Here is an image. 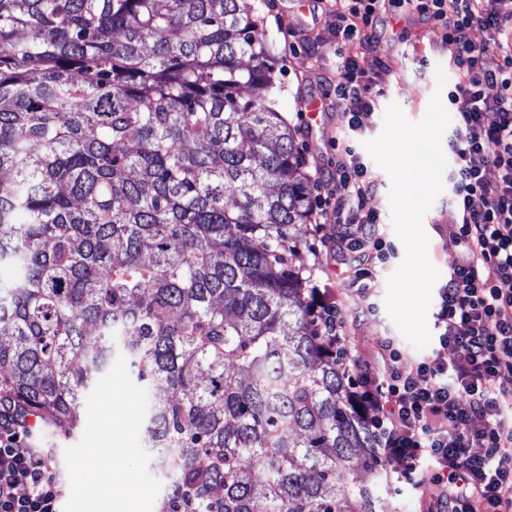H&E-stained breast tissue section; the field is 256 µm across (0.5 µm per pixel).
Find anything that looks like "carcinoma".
<instances>
[{"instance_id":"carcinoma-1","label":"carcinoma","mask_w":512,"mask_h":512,"mask_svg":"<svg viewBox=\"0 0 512 512\" xmlns=\"http://www.w3.org/2000/svg\"><path fill=\"white\" fill-rule=\"evenodd\" d=\"M270 54L251 0H0V408L70 435L122 356L152 387L159 512H380L389 490L318 330Z\"/></svg>"}]
</instances>
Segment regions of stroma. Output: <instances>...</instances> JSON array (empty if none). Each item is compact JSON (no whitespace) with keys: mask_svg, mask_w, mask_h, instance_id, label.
<instances>
[{"mask_svg":"<svg viewBox=\"0 0 512 512\" xmlns=\"http://www.w3.org/2000/svg\"><path fill=\"white\" fill-rule=\"evenodd\" d=\"M327 0H262L260 15L265 35L272 46L271 62L279 87L278 107L295 130L303 156V170L314 175L316 169L335 170L340 153L336 143L341 132L336 124L343 100L330 95L329 79L336 75L339 56L364 55V66L375 81L381 96L356 141L371 140L383 129L384 114L391 103H398L406 117L417 121L424 116L438 86L435 71L418 64L417 39L441 46L440 27L408 23L394 26L392 6L380 7V36L374 49L363 50L358 41L337 43L325 22ZM326 97L328 112L319 121L303 123V102L311 97ZM362 162L380 185L379 192L368 198L366 209L377 212L387 226V239L396 255L385 263L378 275L374 297L358 300L351 287L346 266L337 263L329 249V226L320 225L319 215L299 225L297 234L305 244V255L313 263L314 283L329 289L339 316L347 328L346 365L350 376H357L381 360V345L392 339L408 369L429 358H452L453 351L431 341L416 349L390 319L386 307L387 279L405 257L401 240L391 229L389 191L391 181L369 154ZM430 239L428 257L440 272L439 283H446L447 272L460 251L458 227L448 220V195L440 193L423 219ZM146 395L122 359H115L112 371L100 377L91 387L82 408L79 431L70 438L30 433L19 442L20 450L45 448L49 451V474L59 482L64 493L74 494L76 512H98L95 492L108 494L115 500L129 502L130 512H158L165 491V480L151 467L145 448ZM96 448L111 449L103 469L87 471L84 459ZM402 463L386 464L389 480L396 494L384 495L382 512H420L424 491L403 476Z\"/></svg>","mask_w":512,"mask_h":512,"instance_id":"35a3bbf8","label":"stroma"}]
</instances>
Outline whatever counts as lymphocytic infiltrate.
Here are the masks:
<instances>
[{
	"instance_id": "f902f5d3",
	"label": "lymphocytic infiltrate",
	"mask_w": 512,
	"mask_h": 512,
	"mask_svg": "<svg viewBox=\"0 0 512 512\" xmlns=\"http://www.w3.org/2000/svg\"><path fill=\"white\" fill-rule=\"evenodd\" d=\"M398 10L440 26L458 69L448 96L456 116L451 141L450 217L462 250L439 290L441 346L409 371L397 354L361 374L353 390L360 413L378 430L386 459L402 462L404 476L427 489L426 512H512V0H397ZM379 0H343L326 15L338 42H376ZM490 31L478 45L474 28ZM501 53L497 69L488 52ZM338 117L357 132L376 94L357 58L336 69ZM498 172L488 182L484 165ZM320 207L333 227L331 250L347 265L359 293H367L384 246L379 217L363 202L379 189L353 149L338 161ZM21 430L0 415V512H62L61 488L47 475L49 460L21 451Z\"/></svg>"
}]
</instances>
